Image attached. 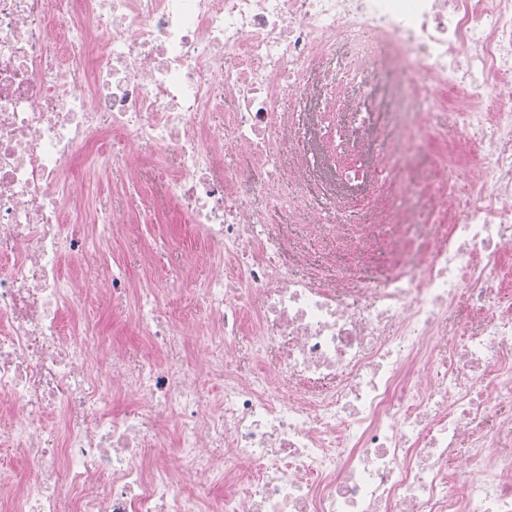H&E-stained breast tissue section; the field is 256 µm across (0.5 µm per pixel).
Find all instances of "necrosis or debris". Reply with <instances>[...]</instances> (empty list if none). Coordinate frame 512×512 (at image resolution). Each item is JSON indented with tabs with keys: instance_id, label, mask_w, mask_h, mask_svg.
Wrapping results in <instances>:
<instances>
[{
	"instance_id": "necrosis-or-debris-1",
	"label": "necrosis or debris",
	"mask_w": 512,
	"mask_h": 512,
	"mask_svg": "<svg viewBox=\"0 0 512 512\" xmlns=\"http://www.w3.org/2000/svg\"><path fill=\"white\" fill-rule=\"evenodd\" d=\"M363 31L374 42L323 76L332 97L387 55L411 94L459 123L446 156L467 173L434 191L421 273L375 288L351 270L304 268L302 250L241 202L281 203V184L304 175L281 93L315 100L306 71ZM511 85L512 0H0V419L27 472L0 466V507L512 512ZM219 87L238 100L235 145L264 182L223 166ZM365 127L357 111L329 133L358 156L343 184L384 170L365 158ZM113 139L148 146L166 184L128 195L120 214L71 179L78 166L96 182L138 169L140 155L108 150ZM171 207L195 225L210 268L192 298L200 359L166 306L191 277L181 254L163 280L122 266L62 274L65 257ZM93 305L143 340L104 368L107 338L84 316ZM459 307L469 323L456 322ZM246 330L262 354L253 367L224 357ZM447 335L457 342L441 375ZM216 484L223 495L210 494Z\"/></svg>"
}]
</instances>
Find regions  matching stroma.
<instances>
[{"instance_id":"1","label":"stroma","mask_w":512,"mask_h":512,"mask_svg":"<svg viewBox=\"0 0 512 512\" xmlns=\"http://www.w3.org/2000/svg\"><path fill=\"white\" fill-rule=\"evenodd\" d=\"M402 84L403 76L395 66L379 62L348 86L345 102L321 117L323 125L343 127L351 120L352 105L366 103L369 126L382 134L381 139L371 140L370 152L400 161V177L393 186L391 203L406 216L410 228L401 232L392 224L379 227L374 241L375 262L361 264L358 255L344 251L342 240L356 226L371 223L368 200L377 189L376 182H365L351 192L344 223L324 235L314 228L319 216L327 214L332 207L331 175L352 164L353 154H337L326 163L312 166L298 183L284 187V196H293L302 202L306 209L304 215L293 214L287 205L272 206L263 198L247 196V203L263 211L267 224L281 237L305 245L308 267L319 269L331 264L339 270L359 267L365 280L381 281L394 261L407 260L421 251L429 236V225L437 223V204L432 191L445 176L438 147L458 143L462 132L448 113L435 109L426 98L408 96ZM174 245L188 255L201 252L203 248L193 236L190 224L172 210L163 223L143 225L140 234L132 236L118 250H106L96 261L108 268L117 260L132 271L144 267L161 276L170 268V248Z\"/></svg>"}]
</instances>
